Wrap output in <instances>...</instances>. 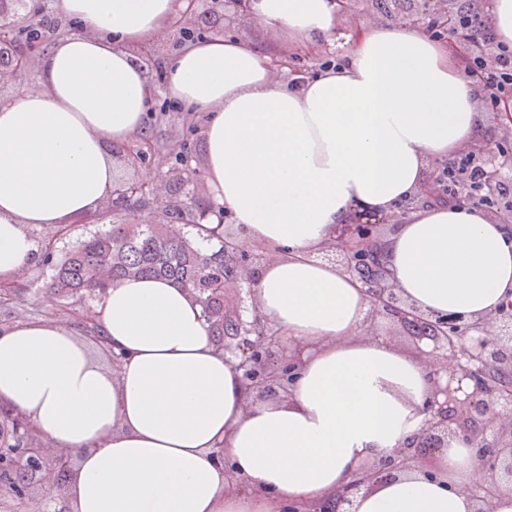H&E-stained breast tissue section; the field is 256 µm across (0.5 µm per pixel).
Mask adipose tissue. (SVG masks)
I'll return each mask as SVG.
<instances>
[{
	"label": "adipose tissue",
	"instance_id": "ef3b65f1",
	"mask_svg": "<svg viewBox=\"0 0 512 512\" xmlns=\"http://www.w3.org/2000/svg\"><path fill=\"white\" fill-rule=\"evenodd\" d=\"M73 33L31 55L40 87L0 98V276L39 256L36 232L96 214L120 181L112 145L144 134L156 86L137 51L167 34L182 0H53ZM343 0H249L283 54L317 41L346 61L288 78L250 39L215 36L178 54L166 88L204 112L205 180L266 247L262 323L305 344L290 393L245 394L200 308L167 281L129 277L97 300L90 346L55 318L0 325V407L71 458L67 512H286L341 489L366 459L410 442L429 373L366 335L358 284L315 254L353 214L390 216L425 169L483 143L477 83L447 43L410 23L338 28ZM389 268L425 312L474 320L512 293V221L431 203L390 239ZM114 357L116 367L102 355ZM408 471L359 494L355 512H474L454 491L474 464Z\"/></svg>",
	"mask_w": 512,
	"mask_h": 512
}]
</instances>
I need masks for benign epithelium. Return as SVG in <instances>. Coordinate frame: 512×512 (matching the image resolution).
I'll return each mask as SVG.
<instances>
[{
  "label": "benign epithelium",
  "instance_id": "benign-epithelium-1",
  "mask_svg": "<svg viewBox=\"0 0 512 512\" xmlns=\"http://www.w3.org/2000/svg\"><path fill=\"white\" fill-rule=\"evenodd\" d=\"M388 222L386 217L371 215L340 224L336 226L333 243L320 250L318 257L336 265L359 283L370 302L367 315L370 325L386 319L411 341L416 357L430 373L427 418L412 441L388 455L361 464L354 478L336 492V512H354L358 494L401 471L414 468L426 475L437 474V453L455 441L463 442L476 459L468 481L458 486V492L478 503L477 512H495L496 497L512 493V386H491L483 379L482 369L493 359L506 371H512V312L497 308L481 323L455 315L444 316L440 318L441 329L437 334L409 330L408 323L426 322L433 314L407 304L391 278L386 243L379 233V228ZM238 252L242 255L244 283L251 296L254 270L259 265L256 249L240 248ZM373 256L378 257L383 276L374 281L365 280L359 276V270ZM275 343V339L269 341L260 353L247 336L224 344L225 357L234 361L246 379L253 376L247 364L256 355L279 369L282 378L277 383L260 377L255 380L257 395L261 397L289 392L302 367V346L289 347L288 361L284 362L276 356ZM455 380L468 381L472 391L460 385L452 386ZM52 459L68 463L66 452L52 453L43 447L36 450L30 462L43 466Z\"/></svg>",
  "mask_w": 512,
  "mask_h": 512
}]
</instances>
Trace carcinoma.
<instances>
[{"instance_id": "obj_1", "label": "carcinoma", "mask_w": 512, "mask_h": 512, "mask_svg": "<svg viewBox=\"0 0 512 512\" xmlns=\"http://www.w3.org/2000/svg\"><path fill=\"white\" fill-rule=\"evenodd\" d=\"M0 16L8 19L10 38L0 43V60L13 53L14 48L33 42V18L16 15L13 0H0ZM187 141L179 144L180 167L170 172V195L161 215L141 223L134 216L153 204L150 195L138 194L124 201L122 207L107 209L120 220L98 224L75 244L62 249L54 258L56 238L69 232L65 225L53 235L41 234L42 262L50 265L48 288L64 300H95L109 286L129 276L165 279L183 289L200 307L217 349H224L225 340L249 336L262 347L274 329L260 324H242L228 307L229 292L242 285L240 255L224 246L223 221L210 220L214 210L187 197L185 187L197 180L196 171L187 165ZM182 223L196 229L195 233L176 235L169 225ZM25 291L23 286L5 281L0 287V305H6ZM485 380L497 385L509 379L500 365L494 362L483 367ZM8 422H0V490L20 499L25 491L44 489V475L22 458L23 449L31 448L37 435L19 416L4 413Z\"/></svg>"}]
</instances>
